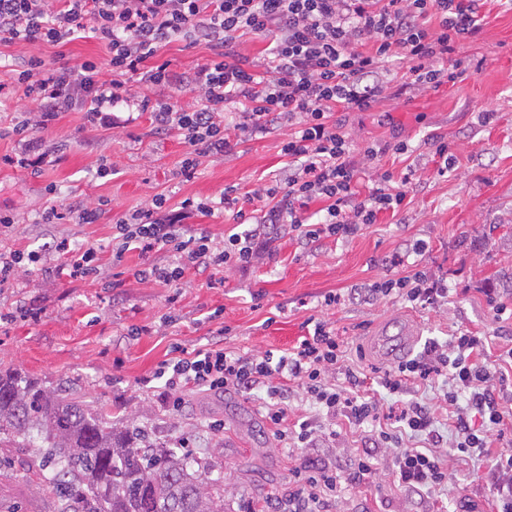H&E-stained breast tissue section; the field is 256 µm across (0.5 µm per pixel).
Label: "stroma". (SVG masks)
<instances>
[{
  "instance_id": "1",
  "label": "stroma",
  "mask_w": 512,
  "mask_h": 512,
  "mask_svg": "<svg viewBox=\"0 0 512 512\" xmlns=\"http://www.w3.org/2000/svg\"><path fill=\"white\" fill-rule=\"evenodd\" d=\"M482 13L480 35L458 48L464 71L455 82L413 86L406 66L397 64L389 90L372 110L337 115L368 173L388 170L404 180L402 209L381 214L344 240L307 246L283 235L274 259L224 270L223 284L213 288L191 271L177 288L136 278L143 263L165 260L161 251L128 252L122 276L113 279L112 226L162 193L173 211L188 198L215 202L213 214L194 213L187 222L224 237L235 222L220 207L221 196L229 187L244 192L279 177L288 165L283 130L247 139L233 155L201 158L187 176L181 171L187 145L176 134H155L150 112L133 120L126 106H117L126 124L110 130L93 129L85 113L68 112L37 130L47 157L35 172L17 163L23 142L15 127L40 106L18 83L19 71L34 55L50 68L72 67L105 61L108 49L89 30L57 46L0 40V216L15 220L0 247L38 250L66 238L102 248L97 280L22 271L0 286V307L26 304L39 311L34 320L0 323V364L50 388L76 386L82 400L109 419L145 429L153 444L187 445L191 458L212 462V477L223 480L226 512L261 507L268 495L293 488L303 458L321 459L344 475L366 448L373 475L348 485L333 512H488L490 462L451 449L445 378L410 393L435 412L440 440L433 449L448 465L444 491L424 497L398 485L394 453L375 447V427L350 429L340 415L325 419L327 432L313 447L286 448L263 417L265 391L196 392L173 412L148 383L162 363L206 344L215 330H223L225 347L261 355L291 350L314 320L342 340L347 364L374 389L386 417L399 401L380 388L379 379L396 366L391 353L400 347L404 323L417 330L415 355L425 341L443 344L467 331L489 337L492 354L512 347V317L494 318L487 299L493 292L512 301V0H487ZM158 56L190 74L210 60L211 51L205 42L180 38ZM397 135L407 139V154L365 156L366 148ZM436 135L447 140L454 165L442 166L434 157L430 139ZM74 203L102 204L99 221L75 223L65 212ZM51 207L64 217L47 224L42 215ZM418 242L425 245L420 254L412 251ZM414 269L445 284L447 298L421 305L358 293ZM329 293L338 298L331 307L323 303ZM382 329L387 336L381 353L374 341ZM212 421L222 422L223 432L211 433ZM49 505L46 492L30 480L23 453L14 452L10 476L0 480V512H47Z\"/></svg>"
}]
</instances>
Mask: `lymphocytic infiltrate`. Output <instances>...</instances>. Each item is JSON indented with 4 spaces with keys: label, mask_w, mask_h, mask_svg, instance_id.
I'll list each match as a JSON object with an SVG mask.
<instances>
[{
    "label": "lymphocytic infiltrate",
    "mask_w": 512,
    "mask_h": 512,
    "mask_svg": "<svg viewBox=\"0 0 512 512\" xmlns=\"http://www.w3.org/2000/svg\"><path fill=\"white\" fill-rule=\"evenodd\" d=\"M481 8L480 0H0V39L55 46L89 29L108 46L110 57L104 64L88 60L50 69L42 57L29 58L18 81L41 101L32 123L36 129L79 110L94 128L109 130L122 124L114 113L118 105L148 109L157 132L176 133L188 145L181 169L189 174L200 158L230 155L244 139L271 126L287 128L281 148L288 158L283 177L242 194L225 189L221 202L239 230L224 240L181 222L193 212H212L210 202L188 198L179 213L168 214L161 194L153 196L150 209L134 211L114 226L113 265H120L132 248L160 250L169 254V262L140 270V278L176 286L192 270L212 285L218 272L245 269L272 255L278 225H289L308 243L343 239L376 223L379 213L402 205L405 195L388 171L376 174L368 193H360L354 147L335 115L377 104L387 88L384 78L397 62L407 65L415 83L437 87L452 81L448 61L461 39L481 31ZM248 33L273 37L267 76L236 55V38ZM191 34L209 41L208 63L186 77L171 69L169 61H157V53L173 38ZM106 67L112 72L108 81L101 78ZM134 78L156 88L188 84L196 98L165 101L152 109L147 101H136L129 85ZM231 104L237 108L232 124L225 116ZM314 212L319 215L315 222L310 219ZM53 255L67 259L72 278L100 274L99 247L64 239L41 250H0V285L14 280L22 267H46ZM371 291L395 293L411 302H431L446 294L428 286L419 271L376 282ZM341 347L339 338L319 323L285 355L241 354L215 341L182 352L153 378L174 410L182 407L185 394L195 391H265L264 417L276 426L280 441L306 448L321 426L310 416L289 421L293 387L302 388L327 415L343 412L353 425L380 419L376 401L359 394V377L343 369ZM336 370L342 371L345 386L329 382L328 373ZM511 370L512 348L490 358L480 337L467 332L451 337L447 345H428L381 381L386 391L405 398L398 416L402 430L430 436L431 410L406 394L434 377H447L454 448L491 460L492 512H512V451L491 448L489 440L491 432L502 430L512 418L496 396ZM462 394L467 397L463 405L458 402ZM400 432L379 431L380 445L395 451L399 484L419 492L445 487L448 470L441 458L427 448L403 447ZM371 459V451H364L356 470L346 476L319 460L305 459L295 488L268 499L262 512H330L343 482L357 483L371 474Z\"/></svg>",
    "instance_id": "obj_1"
}]
</instances>
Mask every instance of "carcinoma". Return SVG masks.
Listing matches in <instances>:
<instances>
[{
    "mask_svg": "<svg viewBox=\"0 0 512 512\" xmlns=\"http://www.w3.org/2000/svg\"><path fill=\"white\" fill-rule=\"evenodd\" d=\"M28 450L29 472L55 496L50 512H225L224 489L173 448L138 434L72 394L0 368V449Z\"/></svg>",
    "mask_w": 512,
    "mask_h": 512,
    "instance_id": "1",
    "label": "carcinoma"
}]
</instances>
